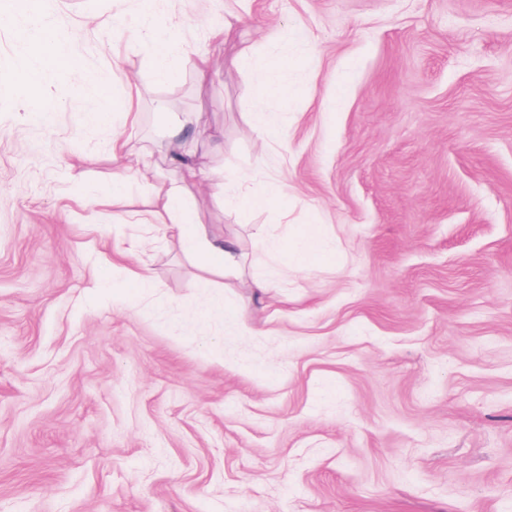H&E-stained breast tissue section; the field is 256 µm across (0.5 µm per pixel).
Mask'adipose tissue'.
<instances>
[{"label": "adipose tissue", "mask_w": 512, "mask_h": 512, "mask_svg": "<svg viewBox=\"0 0 512 512\" xmlns=\"http://www.w3.org/2000/svg\"><path fill=\"white\" fill-rule=\"evenodd\" d=\"M23 15L27 23L16 36L19 41L32 43L51 65L67 63L65 38L47 32L43 25L42 11H30L20 6L18 0H0V14ZM168 162L178 168V181L160 189L156 194L154 209L146 221L162 225L176 232L185 248L207 268L217 267L225 276H237L241 255L236 242L217 233L212 225L203 223L195 209L191 193L203 176V165L191 154L176 151L168 155Z\"/></svg>", "instance_id": "adipose-tissue-1"}]
</instances>
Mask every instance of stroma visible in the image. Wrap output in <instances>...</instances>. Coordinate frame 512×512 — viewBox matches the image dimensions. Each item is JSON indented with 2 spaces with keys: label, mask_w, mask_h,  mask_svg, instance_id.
Instances as JSON below:
<instances>
[{
  "label": "stroma",
  "mask_w": 512,
  "mask_h": 512,
  "mask_svg": "<svg viewBox=\"0 0 512 512\" xmlns=\"http://www.w3.org/2000/svg\"><path fill=\"white\" fill-rule=\"evenodd\" d=\"M48 6L81 73L0 25V79L38 72L55 110L0 91V512H512V0ZM170 17L165 82L147 22ZM266 63L287 96L261 97ZM177 126L202 221L277 294L132 223L154 195L112 139L167 184ZM303 232L332 249L299 271L281 248ZM112 156L134 157L137 161V176L144 183L154 186L158 167L152 157L137 147L132 137H118L112 143Z\"/></svg>",
  "instance_id": "stroma-1"
}]
</instances>
